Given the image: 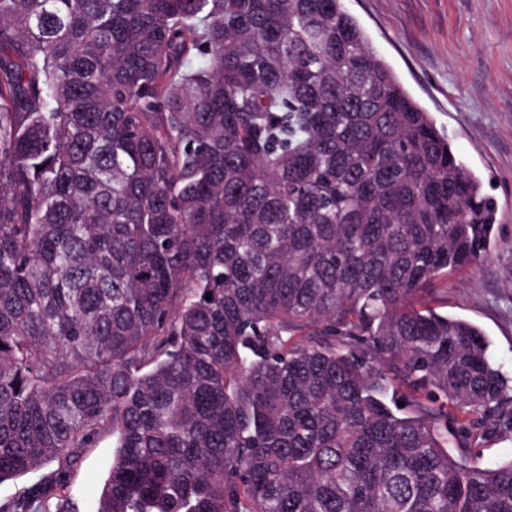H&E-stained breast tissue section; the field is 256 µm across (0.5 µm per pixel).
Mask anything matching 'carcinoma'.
Instances as JSON below:
<instances>
[{
  "label": "carcinoma",
  "mask_w": 512,
  "mask_h": 512,
  "mask_svg": "<svg viewBox=\"0 0 512 512\" xmlns=\"http://www.w3.org/2000/svg\"><path fill=\"white\" fill-rule=\"evenodd\" d=\"M494 215L343 0H0V512H512ZM469 444L472 448H481V457L478 460L483 466H494L512 456V432L490 430L484 436L477 435ZM114 446L112 435L104 434L96 448L85 452L73 468L67 495L71 497L74 512H97L98 498L116 449ZM56 466V462H51L36 474H28L18 478L8 479L0 483V506L8 503L24 486L34 481L38 475L54 469Z\"/></svg>",
  "instance_id": "1"
}]
</instances>
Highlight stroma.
I'll return each mask as SVG.
<instances>
[{"mask_svg":"<svg viewBox=\"0 0 512 512\" xmlns=\"http://www.w3.org/2000/svg\"><path fill=\"white\" fill-rule=\"evenodd\" d=\"M371 46L479 174L497 207L483 259L422 296L478 325L512 377V0H344ZM115 441L100 437L73 468L75 512H97Z\"/></svg>","mask_w":512,"mask_h":512,"instance_id":"obj_1","label":"stroma"}]
</instances>
